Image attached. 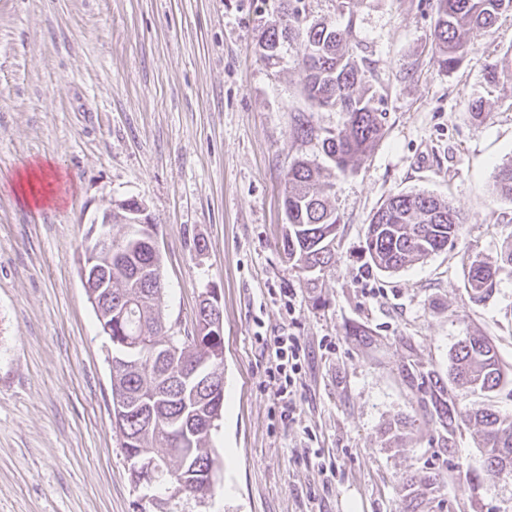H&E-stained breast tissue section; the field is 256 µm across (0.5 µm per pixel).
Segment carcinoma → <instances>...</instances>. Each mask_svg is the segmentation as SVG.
Wrapping results in <instances>:
<instances>
[{
  "mask_svg": "<svg viewBox=\"0 0 512 512\" xmlns=\"http://www.w3.org/2000/svg\"><path fill=\"white\" fill-rule=\"evenodd\" d=\"M303 0H280V16L261 32L258 49L263 60L277 63L284 58L285 44L300 39L306 52L299 63L304 99L313 110L344 114L334 129L312 125L305 113L295 118L292 136L302 143L316 142L328 165L319 166L301 155L294 158L285 177L282 196L288 230L281 248L288 261L312 275L311 283L332 259V249L342 217L330 201L333 179L352 168L359 157L373 151L384 138L385 113L380 109L369 77L373 61L360 55L351 0H339L344 27L325 20H307ZM512 15V0H437L432 37L439 68L451 71L460 63L475 38L493 31L498 22ZM488 78L512 80V48L488 66ZM493 190L512 201V160L497 167ZM138 211L134 198L112 214L119 234L112 249L95 250L84 236L79 260L81 278L96 317L112 316L110 380L116 428L127 427L122 448H154L164 457L168 490L180 493L179 478L196 472L199 463L211 468L216 479L220 460L214 434L224 405L215 397L189 384L182 398L169 393L166 378L149 364L154 353L165 354L171 368L192 367L207 361V375L224 383V332L203 316L201 305L192 330L174 336L167 329L162 310L163 258L153 248L155 224H130ZM466 217L450 201L417 192L388 197L374 212L367 226L365 252L372 268L395 272L427 259L448 247L461 232ZM500 267L475 255L467 273L470 299L480 301L497 285ZM453 381L481 393H493L503 383L498 349L488 336H466L454 346ZM403 381L416 393L422 418L442 429L439 452L453 453L451 436L460 425L474 424L482 434L484 466L512 477V417L484 408L463 409L448 392V385L434 370L404 365ZM146 409L151 422L138 426L130 421ZM441 484V474L431 472L421 480H401L400 512H421L426 492Z\"/></svg>",
  "mask_w": 512,
  "mask_h": 512,
  "instance_id": "carcinoma-1",
  "label": "carcinoma"
}]
</instances>
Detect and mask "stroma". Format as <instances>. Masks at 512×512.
Returning <instances> with one entry per match:
<instances>
[{
  "mask_svg": "<svg viewBox=\"0 0 512 512\" xmlns=\"http://www.w3.org/2000/svg\"><path fill=\"white\" fill-rule=\"evenodd\" d=\"M437 0H356V34L375 61L387 133L337 175L343 219L333 260L310 284L284 257V176L324 156L290 136L303 108L295 41L271 66L258 39L277 0H0V512H399L402 476L441 470L422 512H512V479L489 472L467 427L437 455L401 369L448 376L463 337L494 339L499 392L454 388L461 405L512 416V268L470 302L468 257L494 263L512 201L492 191L512 159V81L487 67L512 47V19L440 70ZM483 99L476 121L465 105ZM52 163L65 188L29 209L15 176ZM448 198L467 218L454 245L379 274L363 250L392 194ZM142 201L158 226L164 310L188 329L208 289L224 320L223 460L214 497L146 495L112 423L108 354L79 275L90 223ZM358 322L375 338L346 336ZM295 336L305 359L294 420L281 419L262 337ZM414 419L405 442L390 423Z\"/></svg>",
  "mask_w": 512,
  "mask_h": 512,
  "instance_id": "obj_1",
  "label": "stroma"
}]
</instances>
